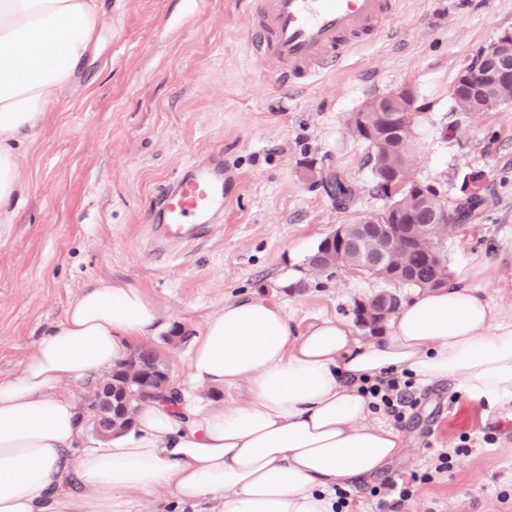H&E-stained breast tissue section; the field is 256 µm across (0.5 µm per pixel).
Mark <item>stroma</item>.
Masks as SVG:
<instances>
[{
  "label": "stroma",
  "instance_id": "35a3bbf8",
  "mask_svg": "<svg viewBox=\"0 0 512 512\" xmlns=\"http://www.w3.org/2000/svg\"><path fill=\"white\" fill-rule=\"evenodd\" d=\"M108 25L85 64L84 91H64L19 159L29 192L0 227V380L15 375L36 338L85 287L142 289L164 322L197 335L224 302L281 304L293 330L319 318L355 324V304L415 288L365 274H312L305 260L336 225L381 212L367 142L350 120L371 97L416 91L408 173L446 202L482 173L493 203L441 244L449 270L482 257L502 278L489 292L512 312V104L459 112L451 88L468 56L512 30V0H396L380 36L337 66L283 82L245 42V0H104ZM220 160L224 216L176 257L154 261L146 218L190 163ZM356 193L336 206L316 174ZM399 423V455L351 485L356 512H376L372 487L433 472L437 452L467 443L450 472L414 483L396 512H512V415L417 384ZM493 443H485V436Z\"/></svg>",
  "mask_w": 512,
  "mask_h": 512
}]
</instances>
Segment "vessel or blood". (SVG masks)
<instances>
[{"label": "vessel or blood", "mask_w": 512, "mask_h": 512, "mask_svg": "<svg viewBox=\"0 0 512 512\" xmlns=\"http://www.w3.org/2000/svg\"><path fill=\"white\" fill-rule=\"evenodd\" d=\"M248 47L280 78L302 79L334 66L358 40L377 36L389 0H250ZM224 166L188 165L147 217L156 255L202 238L224 212Z\"/></svg>", "instance_id": "vessel-or-blood-1"}]
</instances>
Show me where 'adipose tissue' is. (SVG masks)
Returning <instances> with one entry per match:
<instances>
[{
	"label": "adipose tissue",
	"mask_w": 512,
	"mask_h": 512,
	"mask_svg": "<svg viewBox=\"0 0 512 512\" xmlns=\"http://www.w3.org/2000/svg\"><path fill=\"white\" fill-rule=\"evenodd\" d=\"M104 21L102 0H0V224L13 223L27 191L20 147L63 91L81 89ZM500 277L486 258L462 265L402 303L372 341L330 318L293 333L285 309L266 299L225 302L190 345L179 400L144 405L129 429L84 448L82 417L61 385L111 370L132 341L164 328L141 289L92 287L0 381V512H142L148 502L336 512L337 488L399 451L393 427L368 424L362 381L407 370L490 405L512 401V315L488 296ZM194 388H241L247 399L203 403Z\"/></svg>",
	"instance_id": "obj_1"
}]
</instances>
